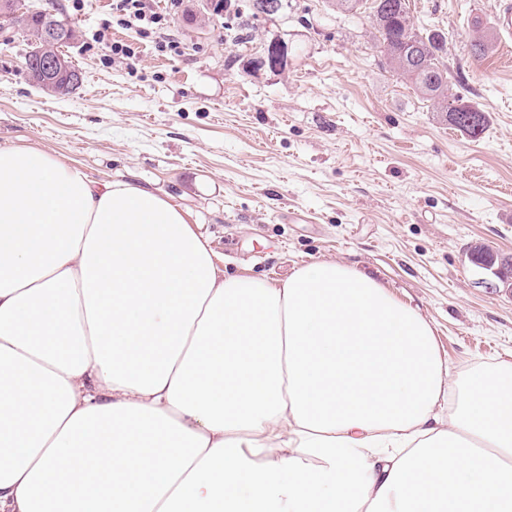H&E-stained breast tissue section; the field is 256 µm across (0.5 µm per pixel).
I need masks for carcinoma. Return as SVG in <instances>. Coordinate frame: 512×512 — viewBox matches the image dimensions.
I'll list each match as a JSON object with an SVG mask.
<instances>
[{"mask_svg":"<svg viewBox=\"0 0 512 512\" xmlns=\"http://www.w3.org/2000/svg\"><path fill=\"white\" fill-rule=\"evenodd\" d=\"M12 15V23L31 36L29 57H35L43 47L40 31L48 24L75 35L74 27L65 19L24 0H0V12ZM376 48L387 67L409 81L423 98L437 105L445 113L446 121L463 135L478 140L487 128L486 114L476 106L453 93L450 88L448 66L443 62L446 37L440 31L426 34L417 30L410 20L408 0H372ZM461 106V112H447L448 102ZM469 259L477 268L490 273L497 281H512V262H501L500 255L488 244L478 242L471 246Z\"/></svg>","mask_w":512,"mask_h":512,"instance_id":"1","label":"carcinoma"}]
</instances>
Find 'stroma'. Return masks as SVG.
Returning <instances> with one entry per match:
<instances>
[{
  "instance_id": "35a3bbf8",
  "label": "stroma",
  "mask_w": 512,
  "mask_h": 512,
  "mask_svg": "<svg viewBox=\"0 0 512 512\" xmlns=\"http://www.w3.org/2000/svg\"><path fill=\"white\" fill-rule=\"evenodd\" d=\"M70 18L80 74L58 98L28 74V40L0 26V147L45 151L97 184L169 196L229 275L287 279L337 260L374 275L430 321L454 377L512 361V296L477 285L468 247L512 257V46L471 55L495 0H409L416 29L447 37L451 81L488 117L471 140L381 65L368 13L288 0L286 15H224L183 0L182 55L115 25L111 0H32ZM248 22L247 39L236 35ZM107 28L108 39L92 35ZM273 40L291 54L252 71ZM131 62L109 61L108 44Z\"/></svg>"
}]
</instances>
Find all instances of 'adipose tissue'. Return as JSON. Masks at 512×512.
Segmentation results:
<instances>
[{"label":"adipose tissue","instance_id":"obj_1","mask_svg":"<svg viewBox=\"0 0 512 512\" xmlns=\"http://www.w3.org/2000/svg\"><path fill=\"white\" fill-rule=\"evenodd\" d=\"M0 512H512V362L323 260L224 275L168 197L0 149Z\"/></svg>","mask_w":512,"mask_h":512}]
</instances>
